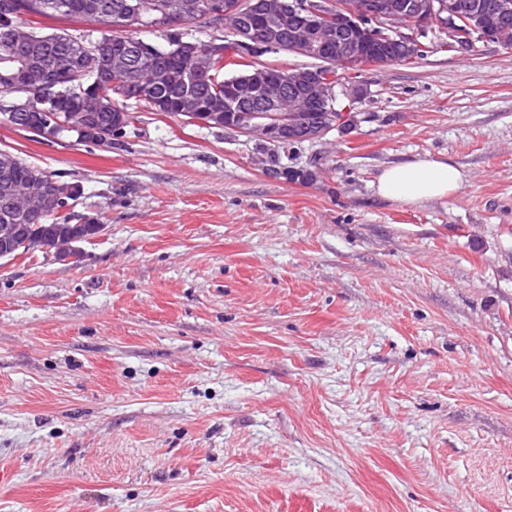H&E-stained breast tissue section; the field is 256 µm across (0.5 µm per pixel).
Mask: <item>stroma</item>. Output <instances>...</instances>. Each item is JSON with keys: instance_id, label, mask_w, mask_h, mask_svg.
<instances>
[{"instance_id": "obj_1", "label": "stroma", "mask_w": 512, "mask_h": 512, "mask_svg": "<svg viewBox=\"0 0 512 512\" xmlns=\"http://www.w3.org/2000/svg\"><path fill=\"white\" fill-rule=\"evenodd\" d=\"M350 71L353 123L267 172L143 114L112 146L0 121L80 183V262L0 266V512H512V49ZM461 166L453 197L384 167ZM376 182L381 197L413 206L453 196L463 187L465 174L448 159L416 158L385 168Z\"/></svg>"}]
</instances>
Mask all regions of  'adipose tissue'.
Returning a JSON list of instances; mask_svg holds the SVG:
<instances>
[{
    "instance_id": "obj_1",
    "label": "adipose tissue",
    "mask_w": 512,
    "mask_h": 512,
    "mask_svg": "<svg viewBox=\"0 0 512 512\" xmlns=\"http://www.w3.org/2000/svg\"><path fill=\"white\" fill-rule=\"evenodd\" d=\"M464 183L465 174L454 163L417 158L385 168L377 177L376 190L383 198L413 206L449 198Z\"/></svg>"
}]
</instances>
